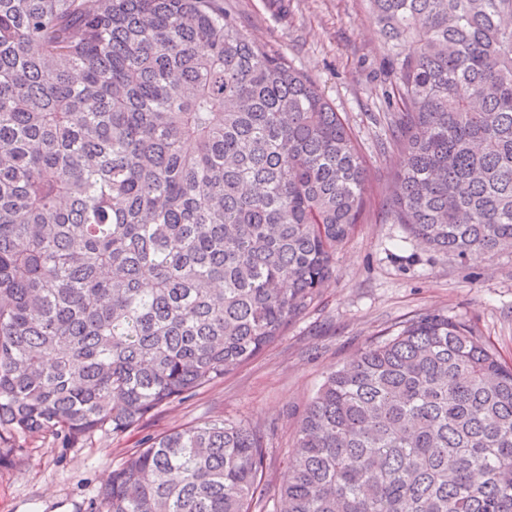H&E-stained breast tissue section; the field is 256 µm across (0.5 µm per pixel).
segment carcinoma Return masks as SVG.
I'll list each match as a JSON object with an SVG mask.
<instances>
[{
  "mask_svg": "<svg viewBox=\"0 0 512 512\" xmlns=\"http://www.w3.org/2000/svg\"><path fill=\"white\" fill-rule=\"evenodd\" d=\"M390 47L393 223L512 248V0H369ZM368 170L319 87L224 0H0V444L122 434L249 361L332 277ZM265 448L152 437L96 512H252ZM285 512H512V363L429 313L329 373Z\"/></svg>",
  "mask_w": 512,
  "mask_h": 512,
  "instance_id": "carcinoma-1",
  "label": "carcinoma"
}]
</instances>
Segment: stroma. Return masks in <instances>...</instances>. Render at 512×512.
I'll use <instances>...</instances> for the list:
<instances>
[{
  "instance_id": "stroma-1",
  "label": "stroma",
  "mask_w": 512,
  "mask_h": 512,
  "mask_svg": "<svg viewBox=\"0 0 512 512\" xmlns=\"http://www.w3.org/2000/svg\"><path fill=\"white\" fill-rule=\"evenodd\" d=\"M241 29L311 78L348 124L369 183L361 224L337 250L322 295L283 336L223 379L160 407L121 435L72 448L35 435L0 466V512H91L98 491L147 438L218 417L245 421L266 450L260 508L273 512L297 421L325 376L405 322L440 312L472 325L512 362V250L461 264L386 215L396 147L385 96L394 74L369 0H225Z\"/></svg>"
}]
</instances>
